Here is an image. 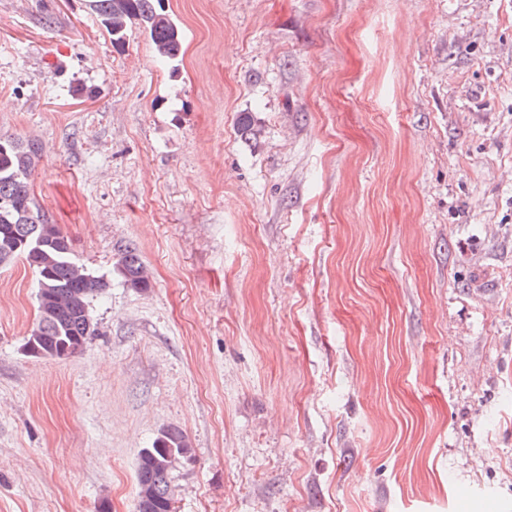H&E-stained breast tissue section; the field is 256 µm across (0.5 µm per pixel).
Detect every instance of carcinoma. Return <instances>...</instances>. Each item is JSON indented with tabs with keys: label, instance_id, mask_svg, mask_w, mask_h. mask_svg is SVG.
I'll list each match as a JSON object with an SVG mask.
<instances>
[{
	"label": "carcinoma",
	"instance_id": "carcinoma-1",
	"mask_svg": "<svg viewBox=\"0 0 512 512\" xmlns=\"http://www.w3.org/2000/svg\"><path fill=\"white\" fill-rule=\"evenodd\" d=\"M90 10L112 37V47L125 46L129 32L145 33L159 59L178 60L183 30L167 10L165 0H87ZM240 135L260 136L251 116L238 120ZM39 147L11 137H0V265L17 260L32 268L38 279L37 321L23 349L32 357L67 359L82 352L97 335L91 300L108 282L73 259L72 243L60 227L51 224L30 193L28 177ZM123 284L145 292L151 280L138 247L130 244L113 265ZM187 435L178 427L161 429L151 447L137 461L136 512H174L170 473L179 459L191 457Z\"/></svg>",
	"mask_w": 512,
	"mask_h": 512
}]
</instances>
